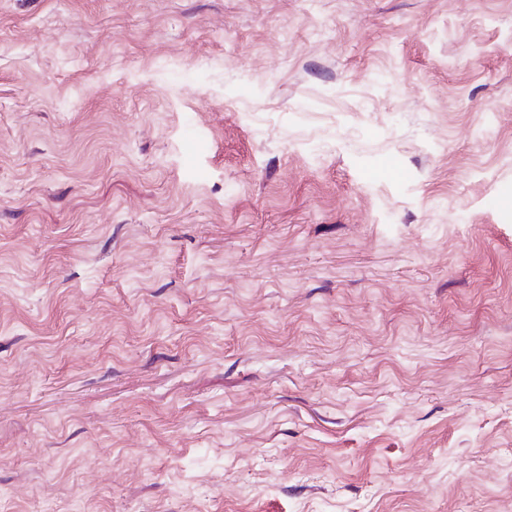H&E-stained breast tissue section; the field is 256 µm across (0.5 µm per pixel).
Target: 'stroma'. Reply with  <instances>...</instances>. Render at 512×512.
Masks as SVG:
<instances>
[{
	"mask_svg": "<svg viewBox=\"0 0 512 512\" xmlns=\"http://www.w3.org/2000/svg\"><path fill=\"white\" fill-rule=\"evenodd\" d=\"M0 512H512V0H0Z\"/></svg>",
	"mask_w": 512,
	"mask_h": 512,
	"instance_id": "stroma-1",
	"label": "stroma"
}]
</instances>
